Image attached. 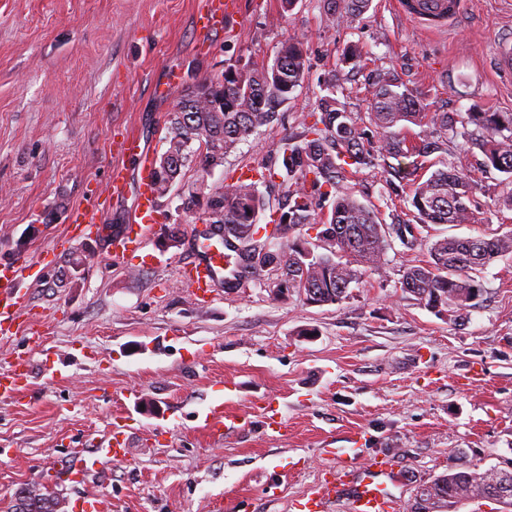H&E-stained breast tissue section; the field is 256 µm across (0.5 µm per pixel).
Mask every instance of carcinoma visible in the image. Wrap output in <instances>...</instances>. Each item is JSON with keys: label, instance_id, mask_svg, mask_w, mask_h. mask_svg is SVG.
<instances>
[{"label": "carcinoma", "instance_id": "1", "mask_svg": "<svg viewBox=\"0 0 512 512\" xmlns=\"http://www.w3.org/2000/svg\"><path fill=\"white\" fill-rule=\"evenodd\" d=\"M327 9L351 24L369 0H325ZM309 62L302 42L282 44L273 61H253L243 67H224V83L198 81L185 88L167 115V148L153 159L156 196H166L195 165L203 174L224 163L227 155L261 128L277 119L275 109L292 98L308 79ZM340 78L331 72L320 84L312 111L303 115L301 130L284 137L276 159L280 166L256 171L218 187L200 184L190 196L195 220L207 232H224V285L236 288L249 281L272 282L319 305L339 304L351 284L385 264L392 239L413 251L422 246L415 234L420 224H469L475 180L467 166L449 162L430 174L419 159L442 150L444 141L423 138L412 142L403 134L406 124L430 126L443 137H462L483 155L481 170L496 171L512 186V113L470 112L456 120L446 112H427L419 94L388 75L371 85V110L366 116L348 112L336 100ZM476 127L472 132L467 125ZM396 160L393 165L390 160ZM363 169L395 177L408 189L410 219L396 216L385 226L378 213L362 203L350 182ZM281 178L284 203L274 206L258 185ZM333 199L327 214L322 202ZM269 214V224L259 223ZM316 230L324 252L317 254L301 230ZM512 257V231L490 237L450 236L429 247V260L402 270L400 288L437 314L453 307L456 316L476 305L483 293L480 273L498 260ZM503 472L512 486V468L478 465L451 466L429 483L416 486L411 512H454L466 501L491 500L500 512H512V494L494 474ZM51 494L22 497L15 512H56Z\"/></svg>", "mask_w": 512, "mask_h": 512}]
</instances>
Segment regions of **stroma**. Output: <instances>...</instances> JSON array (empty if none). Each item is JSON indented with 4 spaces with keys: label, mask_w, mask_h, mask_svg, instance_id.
<instances>
[{
    "label": "stroma",
    "mask_w": 512,
    "mask_h": 512,
    "mask_svg": "<svg viewBox=\"0 0 512 512\" xmlns=\"http://www.w3.org/2000/svg\"><path fill=\"white\" fill-rule=\"evenodd\" d=\"M198 2L0 0V263L38 273L17 334L0 338V368L31 360L23 393L0 399V512L30 490L52 493L58 512L88 493L99 512H299L333 478V448L359 449L360 474L389 459L379 480L410 512L417 484L448 467H512V259L483 270L462 324L399 287L406 265L428 260L427 243L512 230L497 172L477 176L474 223L423 227L422 247L388 250L384 269L339 304L276 299L251 283L202 306L178 276L197 254L192 190L269 163L347 46L363 54L339 95L347 111H369L365 88L389 72L427 111L512 113V87L490 68L512 0H464L436 33L394 0H371L350 25L321 0L288 12L281 0H238L203 47ZM289 39L304 42L308 82L223 166L186 169L160 199L147 247L114 258L90 237L60 245L71 211L94 204L118 134L135 128L149 155L164 152L166 115L190 80L273 60ZM354 184L383 223L406 205L383 173L363 170ZM174 226L180 245L160 248ZM218 403L243 420L219 441L197 421ZM117 425L126 458L82 472Z\"/></svg>",
    "instance_id": "35a3bbf8"
}]
</instances>
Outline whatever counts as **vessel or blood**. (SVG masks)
Returning a JSON list of instances; mask_svg holds the SVG:
<instances>
[{
	"label": "vessel or blood",
	"instance_id": "1",
	"mask_svg": "<svg viewBox=\"0 0 512 512\" xmlns=\"http://www.w3.org/2000/svg\"><path fill=\"white\" fill-rule=\"evenodd\" d=\"M236 0H205L196 14V28L200 39H207L211 32L221 29L224 19L233 13ZM402 15L416 21L428 31L446 29L460 15L462 0H399ZM492 70L503 84L512 83V34L498 39L491 56ZM120 163L112 166L104 186V194L111 199L126 195L129 187L126 162L137 164L139 172L138 203L127 229L109 237L104 248L110 256L120 257L126 252L142 248L157 221L158 202L153 191V174L149 157L140 138L132 132L123 135L118 144ZM108 217L104 207L94 205L74 209L70 216L69 231L65 243H72L83 235L98 231ZM197 258L179 270L182 283L189 288L194 299L201 304L211 300L212 294L224 279L223 253L215 245L204 243L197 247ZM26 266L0 268V335L12 334L17 314L27 305V292L22 282L29 275ZM29 359L16 358L8 372L0 374V397L18 393L29 374ZM200 427L212 438H223L225 432L236 430L240 424L238 416L225 413L223 407L211 408L198 417ZM128 452L125 435L115 430L108 447L99 449L97 460L91 468H98L100 460L119 461ZM336 455V476L312 490L304 508L306 512H327L331 503L340 495H349L353 512H395V504L374 475L388 465L387 459L377 458L368 466V473L360 481H352L351 455L348 448H339Z\"/></svg>",
	"mask_w": 512,
	"mask_h": 512
}]
</instances>
